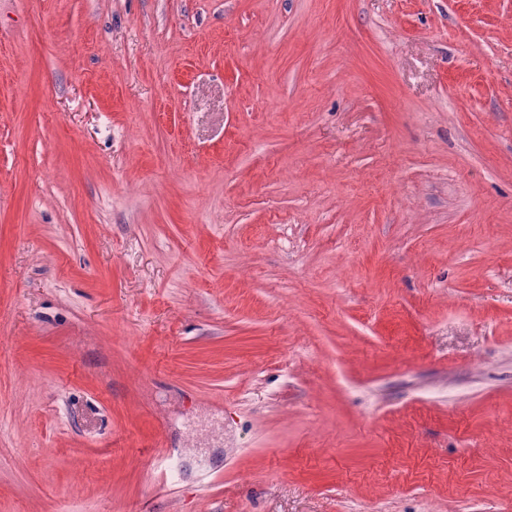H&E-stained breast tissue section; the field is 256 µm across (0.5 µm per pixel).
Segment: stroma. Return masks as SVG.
Wrapping results in <instances>:
<instances>
[{
  "instance_id": "obj_1",
  "label": "stroma",
  "mask_w": 512,
  "mask_h": 512,
  "mask_svg": "<svg viewBox=\"0 0 512 512\" xmlns=\"http://www.w3.org/2000/svg\"><path fill=\"white\" fill-rule=\"evenodd\" d=\"M0 512H512V0H0Z\"/></svg>"
}]
</instances>
